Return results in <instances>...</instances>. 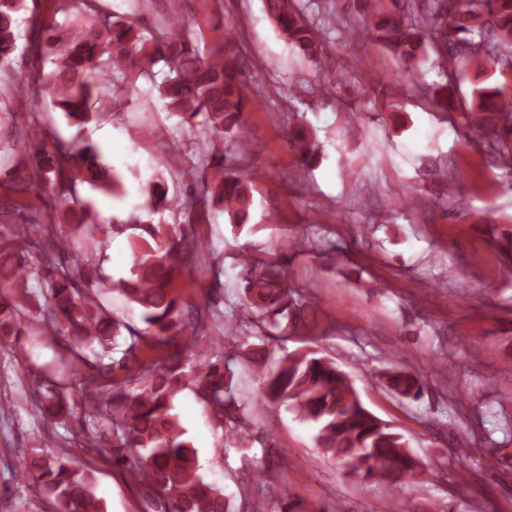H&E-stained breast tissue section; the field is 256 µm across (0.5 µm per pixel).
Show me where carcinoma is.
<instances>
[{
	"label": "carcinoma",
	"mask_w": 512,
	"mask_h": 512,
	"mask_svg": "<svg viewBox=\"0 0 512 512\" xmlns=\"http://www.w3.org/2000/svg\"><path fill=\"white\" fill-rule=\"evenodd\" d=\"M26 0H0V64H10L18 37L16 22ZM374 22L348 29L350 42L383 43L404 63L431 48L446 54L482 76L488 63L512 70V0H405L401 14L386 10L383 0H372ZM88 15L84 25L61 32L43 21H33V55L49 56L55 69L50 86L57 107L78 126L96 120L92 107L98 83L121 81L136 69L151 76L156 64L168 68L157 85L165 108L203 137L193 148L197 161L196 190L181 201L168 198L160 179L147 185L148 205L154 211L174 208L183 221L176 227L146 224L129 215L117 230H134L140 240L133 253L130 276L114 283L142 311L145 327L127 328L129 341L120 347L122 323L110 316L91 294L97 272L88 268L108 227L82 208L78 185L88 184L104 192L120 187L113 169L101 162L92 141L47 144L29 139L28 132L11 131L12 146L0 147V171L9 176L8 194L0 196V220L17 222L15 232H0V340L30 328L40 336L69 338L70 356L60 358L53 372L39 371L44 403L41 408L58 414L67 396L80 397L88 423L108 417L112 439L93 433V448L129 463L130 477L140 492L164 503L163 512H231L224 493L200 473L197 451L173 412L177 395L195 390L209 406L217 428L234 441H249L255 408L259 404L288 401L301 419L317 429L320 450L340 458L350 473L381 483L412 478L419 461L406 449V441L380 422L362 403L347 374L331 359L314 349L288 353L275 360L269 340L286 339L307 326L309 301L288 278L286 262L238 254L235 290L239 307L217 311L211 304L186 305L176 292L182 276L190 275L202 261L203 243L193 226L208 223L214 210L228 214L231 223L245 227L249 218L251 177L246 171L209 179L207 171L224 167V154L212 150L214 140L227 141L246 154L248 144L239 136L242 115L250 99L243 94V69L234 29L219 34V47L210 56L198 46L177 18L154 30L145 9L131 17L103 10L100 0H75ZM265 11L288 43L307 57L314 56L317 25L333 15L323 8L315 20L297 11L290 0H266ZM45 84L42 73L30 72L14 84L18 93L31 94L32 85ZM471 112L486 120L479 145L503 162L512 161V90L486 84L472 92ZM288 135L308 163L311 145L303 125L288 123ZM51 192L66 206L71 224L85 240L87 250L74 254L65 231L36 217L20 218L24 209L16 197ZM44 239L45 257L34 259L19 248L29 231ZM45 288L44 304L31 300L28 282ZM221 320L224 337L233 338L250 327L260 343L247 352H217L192 366L202 330ZM118 353L115 359L112 354ZM250 365L261 387L254 397L239 391L236 365ZM386 389L411 400L425 394L419 375L392 367L382 375ZM25 475L40 493L53 501V512H107L94 492L91 473L72 465L57 453L34 449L19 453ZM246 492L241 512H262L266 487L263 472L256 469L236 475Z\"/></svg>",
	"instance_id": "obj_1"
}]
</instances>
